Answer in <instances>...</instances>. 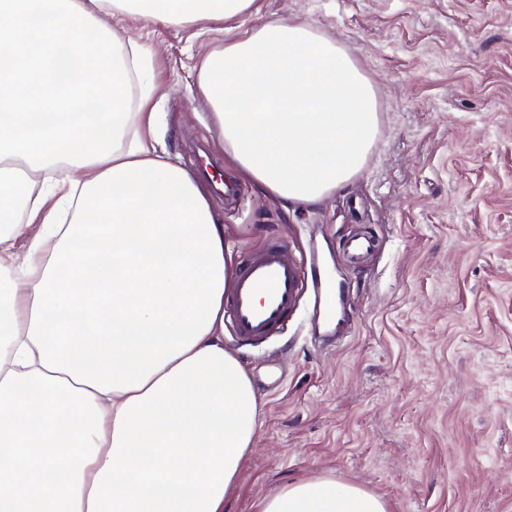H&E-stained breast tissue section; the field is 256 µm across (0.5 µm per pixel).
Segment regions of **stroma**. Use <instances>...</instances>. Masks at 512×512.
Masks as SVG:
<instances>
[{
	"label": "stroma",
	"instance_id": "35a3bbf8",
	"mask_svg": "<svg viewBox=\"0 0 512 512\" xmlns=\"http://www.w3.org/2000/svg\"><path fill=\"white\" fill-rule=\"evenodd\" d=\"M246 26L306 23L339 42L373 83L368 160L321 202L288 205L249 181L212 197L230 260L285 239L295 257L322 234L366 227L365 269L333 256L357 327L336 351L300 324L235 350L261 423L224 512H258L295 479L332 478L388 512H512V0H258ZM153 45L160 147L191 168L225 167L199 87L198 50L219 31L123 17ZM287 370L268 395L270 377Z\"/></svg>",
	"mask_w": 512,
	"mask_h": 512
}]
</instances>
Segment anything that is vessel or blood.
<instances>
[{"label": "vessel or blood", "instance_id": "obj_1", "mask_svg": "<svg viewBox=\"0 0 512 512\" xmlns=\"http://www.w3.org/2000/svg\"><path fill=\"white\" fill-rule=\"evenodd\" d=\"M377 246V237L368 231L355 233L339 244L344 256L356 265ZM308 290L314 298L313 325L334 319L332 332L337 343H344L353 322L338 315L342 292L317 260L291 258L287 244L276 237L262 249L244 252L230 288L224 291V318L233 330L234 343L257 347L287 330Z\"/></svg>", "mask_w": 512, "mask_h": 512}]
</instances>
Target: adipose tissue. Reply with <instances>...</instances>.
I'll list each match as a JSON object with an SVG mask.
<instances>
[{
  "mask_svg": "<svg viewBox=\"0 0 512 512\" xmlns=\"http://www.w3.org/2000/svg\"><path fill=\"white\" fill-rule=\"evenodd\" d=\"M254 3L0 0V512H224L260 424L224 350V227L133 97L151 47L105 19L222 25L199 77L229 165L314 203L364 167L374 88L305 23L242 27ZM259 512L387 508L316 478Z\"/></svg>",
  "mask_w": 512,
  "mask_h": 512,
  "instance_id": "1",
  "label": "adipose tissue"
}]
</instances>
